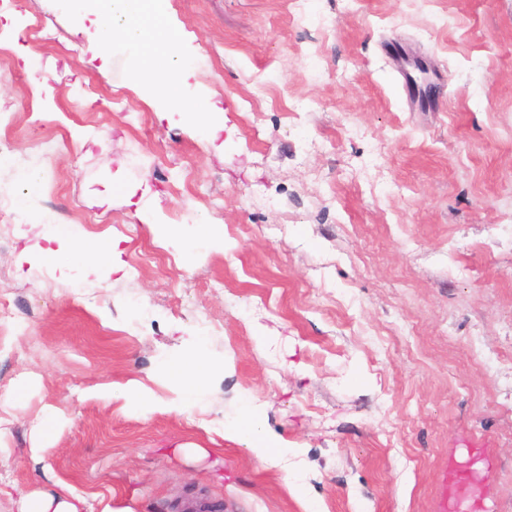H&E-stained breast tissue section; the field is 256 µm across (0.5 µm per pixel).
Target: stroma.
<instances>
[{
  "instance_id": "stroma-1",
  "label": "stroma",
  "mask_w": 512,
  "mask_h": 512,
  "mask_svg": "<svg viewBox=\"0 0 512 512\" xmlns=\"http://www.w3.org/2000/svg\"><path fill=\"white\" fill-rule=\"evenodd\" d=\"M159 5L216 139L123 52L100 72L58 0H0L21 45L0 58V197L40 171L34 212L87 217L124 264L0 236V512L48 491L79 512H442L470 457L472 512H512V0ZM209 231L223 247L182 248ZM198 351L203 407L160 409L165 360ZM247 404L274 464L220 434Z\"/></svg>"
}]
</instances>
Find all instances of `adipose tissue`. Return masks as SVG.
Wrapping results in <instances>:
<instances>
[{
	"instance_id": "obj_1",
	"label": "adipose tissue",
	"mask_w": 512,
	"mask_h": 512,
	"mask_svg": "<svg viewBox=\"0 0 512 512\" xmlns=\"http://www.w3.org/2000/svg\"><path fill=\"white\" fill-rule=\"evenodd\" d=\"M61 4L77 24L91 23L95 57L106 62L115 49H124L134 62L136 76L160 98L164 108L192 113L201 132L216 133L217 127L209 119L211 106L193 100L187 91L186 80L195 61L184 51L180 36L167 25L156 0H61ZM171 366L179 374L183 389L176 399L167 402V410L186 413L199 407L201 364L177 358ZM224 436L246 441L261 463H274L278 454L269 446L252 411H244L225 426Z\"/></svg>"
}]
</instances>
